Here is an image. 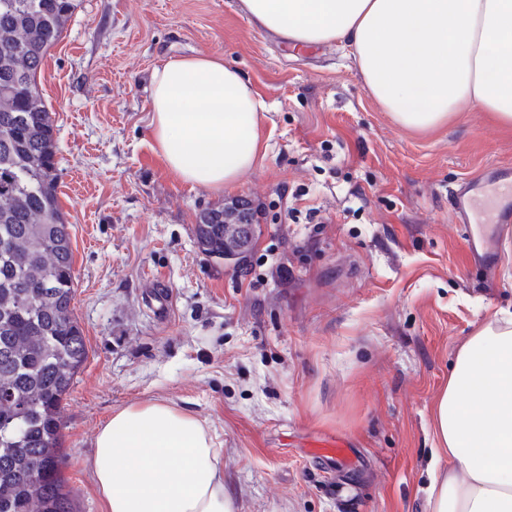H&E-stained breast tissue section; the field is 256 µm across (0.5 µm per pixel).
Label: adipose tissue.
I'll use <instances>...</instances> for the list:
<instances>
[{
    "label": "adipose tissue",
    "mask_w": 512,
    "mask_h": 512,
    "mask_svg": "<svg viewBox=\"0 0 512 512\" xmlns=\"http://www.w3.org/2000/svg\"><path fill=\"white\" fill-rule=\"evenodd\" d=\"M298 46L341 42L398 125L431 130L463 105L512 128V0H240ZM152 149L182 182L237 184L261 153L267 103L220 56L174 58L151 77ZM429 512H512V321L477 329L433 409ZM103 512H231L205 423L159 401L113 413L95 439Z\"/></svg>",
    "instance_id": "adipose-tissue-1"
}]
</instances>
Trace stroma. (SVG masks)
<instances>
[{
  "label": "stroma",
  "mask_w": 512,
  "mask_h": 512,
  "mask_svg": "<svg viewBox=\"0 0 512 512\" xmlns=\"http://www.w3.org/2000/svg\"><path fill=\"white\" fill-rule=\"evenodd\" d=\"M219 55L271 107L266 154L233 188L182 182L152 150L150 74ZM88 358L61 409L63 475L101 512L91 458L112 413L157 400L204 419L233 512H428L432 412L478 327L512 318V236L474 262L448 188L512 168V131L464 105L398 126L349 50L296 49L239 0H77L38 75ZM311 209L291 221L279 199ZM236 198L261 233L241 271L199 246L200 214ZM174 295L168 319L148 287ZM351 450L339 465L320 443Z\"/></svg>",
  "instance_id": "1"
}]
</instances>
